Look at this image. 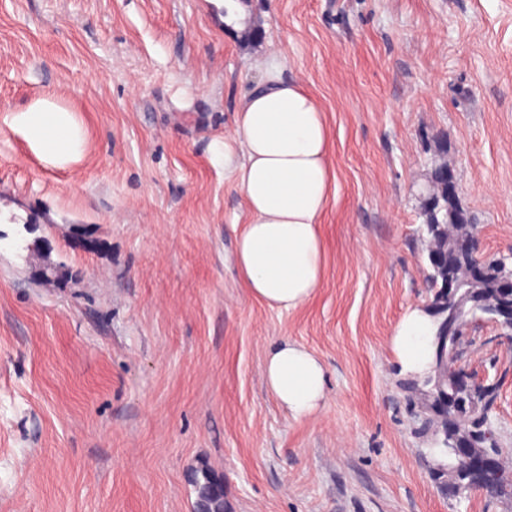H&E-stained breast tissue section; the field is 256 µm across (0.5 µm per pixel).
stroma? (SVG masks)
<instances>
[{
    "mask_svg": "<svg viewBox=\"0 0 512 512\" xmlns=\"http://www.w3.org/2000/svg\"><path fill=\"white\" fill-rule=\"evenodd\" d=\"M278 66L327 117L337 191L314 296L242 288L241 190L210 159ZM48 98L88 132L67 169L4 118ZM484 255H512V0H0V512H512L448 494L388 348L426 305L420 197L435 156ZM308 346L321 410L267 389ZM461 361L495 385L512 448V341L474 325ZM263 377L281 407L294 418L316 413L327 394V371L306 346L285 339L264 359Z\"/></svg>",
    "mask_w": 512,
    "mask_h": 512,
    "instance_id": "1",
    "label": "stroma"
}]
</instances>
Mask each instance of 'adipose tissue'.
<instances>
[{
	"instance_id": "adipose-tissue-1",
	"label": "adipose tissue",
	"mask_w": 512,
	"mask_h": 512,
	"mask_svg": "<svg viewBox=\"0 0 512 512\" xmlns=\"http://www.w3.org/2000/svg\"><path fill=\"white\" fill-rule=\"evenodd\" d=\"M29 148L49 164L79 162L85 131L72 112L44 98L9 118ZM332 137L316 95L268 71L241 103L233 134L214 141L213 161L243 193L245 215L235 224L241 284L271 309L307 303L326 273L322 224L336 196ZM436 324L424 307L406 310L389 338L402 372L421 375L435 358ZM263 377L281 407L296 418L316 413L327 394V371L306 346L283 340L266 355Z\"/></svg>"
}]
</instances>
